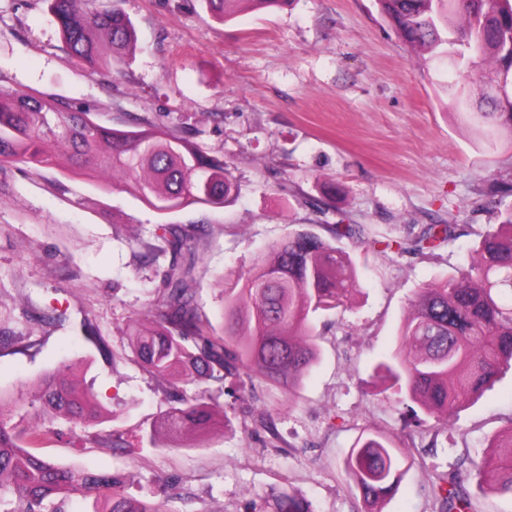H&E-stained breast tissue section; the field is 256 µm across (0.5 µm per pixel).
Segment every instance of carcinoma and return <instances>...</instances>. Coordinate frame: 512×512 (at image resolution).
Segmentation results:
<instances>
[{
	"label": "carcinoma",
	"mask_w": 512,
	"mask_h": 512,
	"mask_svg": "<svg viewBox=\"0 0 512 512\" xmlns=\"http://www.w3.org/2000/svg\"><path fill=\"white\" fill-rule=\"evenodd\" d=\"M249 2L256 10L289 0H205L222 20ZM56 19L71 53L93 74L124 62L136 28L122 0H42ZM381 12L410 45L485 70L501 89L489 95L491 111L467 117L484 138L504 130L512 140V0H377ZM66 150L67 170L85 177L110 168L127 192L158 214L191 206L222 208L235 185L224 161L158 125L139 130L107 127L86 112L44 95L0 87V166L52 167ZM157 238L172 262L164 272L156 313L132 331L131 344L143 367L168 385L170 406L142 435L155 444L164 434L171 448L189 446L192 431L217 424L205 397L188 398L181 381H223L257 373L293 394L316 366L315 320L346 308L358 291V270L349 253L332 243L361 234L355 224H332V240L311 230L288 233L255 259L247 275L224 288V335L203 323L191 288L199 237L180 225L159 224ZM456 224H427L412 240H373L384 252L432 251L457 237ZM395 349L378 369L402 405L416 404V426L446 420L478 398L512 369V210L498 214L497 230L473 250L468 264L419 289L398 328ZM40 420L66 418L93 427L110 413L93 393L52 375L41 380ZM40 424L13 421L0 399V512H67L77 494H97L91 512H172L150 500L126 495L119 478L78 470L35 451L47 435ZM480 461L437 476L432 492L440 512H469L468 487L512 497V426L488 439ZM409 468L401 449L364 430L343 462L346 480L367 512L398 488ZM276 512H312L290 493L278 495Z\"/></svg>",
	"instance_id": "carcinoma-1"
}]
</instances>
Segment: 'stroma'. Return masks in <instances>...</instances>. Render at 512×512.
I'll list each match as a JSON object with an SVG mask.
<instances>
[{
    "instance_id": "stroma-1",
    "label": "stroma",
    "mask_w": 512,
    "mask_h": 512,
    "mask_svg": "<svg viewBox=\"0 0 512 512\" xmlns=\"http://www.w3.org/2000/svg\"><path fill=\"white\" fill-rule=\"evenodd\" d=\"M138 46L99 75L73 58L42 0H0V85L40 92L88 112L96 123L135 130L164 125L222 157L238 190L220 209L164 215L98 182L58 168L0 170V395L15 419H31L38 384L82 360L78 382L112 412L103 433L126 449L99 448L90 431L53 425L46 457L119 475L130 495L169 512H274L283 492L313 512H362L342 460L362 430L405 449L410 469L382 512H439L437 474L478 458L489 436L512 424V371L450 422L408 427L403 407L375 375L419 288L455 273L471 248L512 209V141H478L449 98L467 80L472 111L487 110L488 80L405 42L375 0H293L283 8L242 5L230 22L202 0H124ZM360 225L367 239H411L427 224L464 234L424 254L395 255L340 240L359 271L352 308L320 316V357L295 394L252 386L247 377L186 380L204 393L222 427L194 448L139 437L169 407L167 387L137 359L129 336L136 314L159 294L169 254L160 224L202 227L198 310L224 332V290L254 257L302 228L329 237L330 224ZM65 314V325L45 322ZM89 320L98 341L72 335ZM271 414L274 429L256 432ZM176 476L168 485V476Z\"/></svg>"
}]
</instances>
